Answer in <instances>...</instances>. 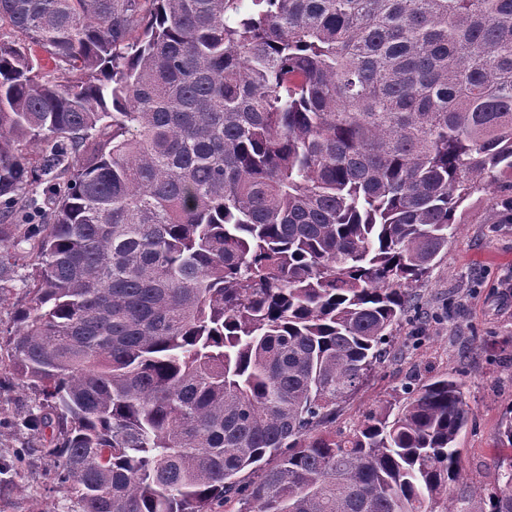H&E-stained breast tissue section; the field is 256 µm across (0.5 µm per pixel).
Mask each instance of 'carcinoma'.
I'll return each mask as SVG.
<instances>
[{
  "mask_svg": "<svg viewBox=\"0 0 512 512\" xmlns=\"http://www.w3.org/2000/svg\"><path fill=\"white\" fill-rule=\"evenodd\" d=\"M243 2L0 0V294L18 242L32 267L7 358L54 484L80 512H512V414L502 486L463 483L452 373L335 428L467 202L512 191V0Z\"/></svg>",
  "mask_w": 512,
  "mask_h": 512,
  "instance_id": "obj_1",
  "label": "carcinoma"
}]
</instances>
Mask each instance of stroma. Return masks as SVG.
<instances>
[{
	"label": "stroma",
	"instance_id": "35a3bbf8",
	"mask_svg": "<svg viewBox=\"0 0 512 512\" xmlns=\"http://www.w3.org/2000/svg\"><path fill=\"white\" fill-rule=\"evenodd\" d=\"M29 250L26 242L14 250L20 278L0 296L2 330L12 328L15 311L30 299L23 283ZM415 294L430 317L424 339L409 341L412 327L404 325L361 391L341 406L336 425L352 429L370 408L398 400L408 376L453 373L474 412L458 440L462 477L470 485L498 486L494 442L512 407V224L491 223L488 207L475 205ZM39 402L9 365H0V512H79L72 495L50 486L53 461L44 440L11 425Z\"/></svg>",
	"mask_w": 512,
	"mask_h": 512
}]
</instances>
